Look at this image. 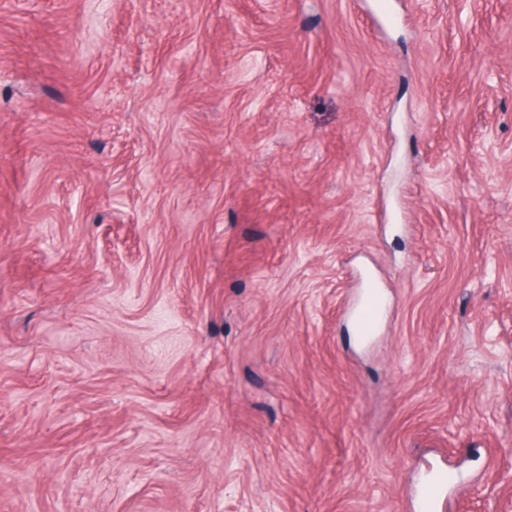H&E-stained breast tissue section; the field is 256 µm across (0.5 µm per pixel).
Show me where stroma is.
<instances>
[{
    "label": "stroma",
    "mask_w": 512,
    "mask_h": 512,
    "mask_svg": "<svg viewBox=\"0 0 512 512\" xmlns=\"http://www.w3.org/2000/svg\"><path fill=\"white\" fill-rule=\"evenodd\" d=\"M376 2L0 0V512H512V0ZM366 288L369 289L356 310L360 332L365 338L371 336L373 333L379 309V300L376 290L372 285H368ZM448 484V474L436 471L430 474L423 490L424 512H435L437 503Z\"/></svg>",
    "instance_id": "stroma-1"
}]
</instances>
